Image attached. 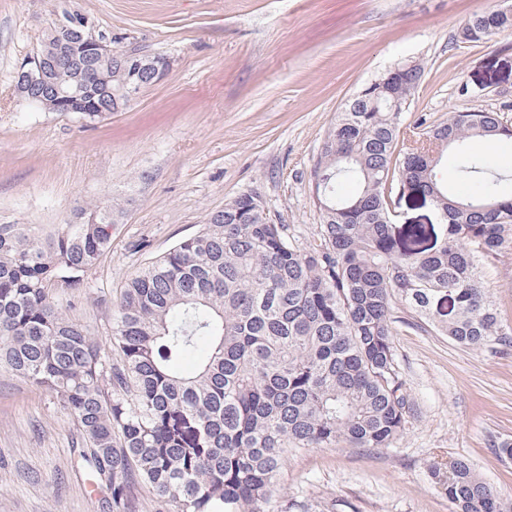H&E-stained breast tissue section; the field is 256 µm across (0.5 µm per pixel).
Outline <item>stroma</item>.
Wrapping results in <instances>:
<instances>
[{
  "mask_svg": "<svg viewBox=\"0 0 512 512\" xmlns=\"http://www.w3.org/2000/svg\"><path fill=\"white\" fill-rule=\"evenodd\" d=\"M500 0H0V224H62L109 203L112 249L57 300L102 348L113 304L138 270L195 234L241 194L258 196L298 244L321 214L313 170L346 100L394 64L422 78L402 113L422 133L451 112L512 121V31L459 37ZM91 16L116 48L168 58L158 83L88 125L42 112L14 91L21 61L62 7ZM396 224L434 251L444 228L431 201L405 195ZM484 284L506 341L472 350L395 304L396 359L408 422L387 448H298L273 512H454L432 471L468 459L512 500V251L486 258ZM77 423L54 394L0 367V512H112L74 448Z\"/></svg>",
  "mask_w": 512,
  "mask_h": 512,
  "instance_id": "35a3bbf8",
  "label": "stroma"
}]
</instances>
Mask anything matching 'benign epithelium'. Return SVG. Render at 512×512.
<instances>
[{
    "mask_svg": "<svg viewBox=\"0 0 512 512\" xmlns=\"http://www.w3.org/2000/svg\"><path fill=\"white\" fill-rule=\"evenodd\" d=\"M51 52L56 56H66L81 61L89 67V74L97 76L100 67H107L116 62L130 66L132 76L143 84H153L163 79L168 71L165 62L156 63L152 58L140 57L117 50L106 41L103 35L96 33L94 24L86 16L65 13L57 19L52 29ZM48 52H36L26 60L28 68L20 71L16 93L25 97L36 87L48 90L51 101L49 112H105L93 100L75 91L60 92L51 88V77L44 61Z\"/></svg>",
    "mask_w": 512,
    "mask_h": 512,
    "instance_id": "1",
    "label": "benign epithelium"
}]
</instances>
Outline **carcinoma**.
<instances>
[{
  "mask_svg": "<svg viewBox=\"0 0 512 512\" xmlns=\"http://www.w3.org/2000/svg\"><path fill=\"white\" fill-rule=\"evenodd\" d=\"M512 30V11L472 16L466 43ZM423 70L375 81L337 113L313 175L317 238L293 243L258 196L241 194L194 235L136 272L116 301L107 354L55 304L56 279L78 288L112 246V205L52 226L0 224V365L55 394L80 432L79 455L112 512L146 485L158 512H270L290 448H387L410 402L394 349L393 304L455 343L479 349L505 335L483 286V260L512 250V187L472 140H512L493 111H455L397 154ZM64 89L86 85L109 108L129 102L114 65L86 84L60 65ZM455 148L453 181L438 177ZM468 184L469 194L458 186ZM419 193L446 233L433 253L406 245L393 194ZM95 223H90V218ZM449 295L454 316L439 318ZM197 354L193 372L180 370ZM455 512H512L456 459L436 472Z\"/></svg>",
  "mask_w": 512,
  "mask_h": 512,
  "instance_id": "1",
  "label": "carcinoma"
}]
</instances>
